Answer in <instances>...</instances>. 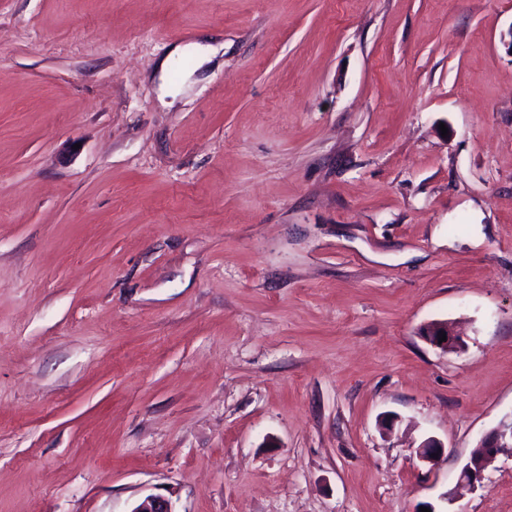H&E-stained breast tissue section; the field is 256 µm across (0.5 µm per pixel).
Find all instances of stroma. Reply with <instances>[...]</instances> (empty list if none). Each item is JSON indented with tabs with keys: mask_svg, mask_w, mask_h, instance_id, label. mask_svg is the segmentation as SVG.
I'll return each mask as SVG.
<instances>
[{
	"mask_svg": "<svg viewBox=\"0 0 512 512\" xmlns=\"http://www.w3.org/2000/svg\"><path fill=\"white\" fill-rule=\"evenodd\" d=\"M511 28L0 0V512H512V457L458 484L512 416ZM444 331L446 341L440 342L439 333ZM420 335L431 345L444 351H456L463 347L464 341L460 333H458L451 323L448 321H433L426 324Z\"/></svg>",
	"mask_w": 512,
	"mask_h": 512,
	"instance_id": "1",
	"label": "stroma"
}]
</instances>
